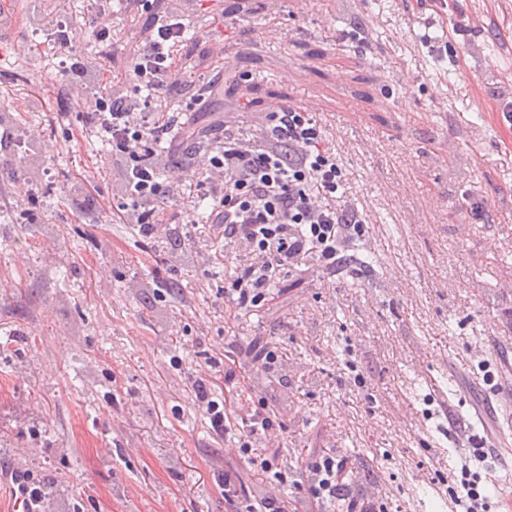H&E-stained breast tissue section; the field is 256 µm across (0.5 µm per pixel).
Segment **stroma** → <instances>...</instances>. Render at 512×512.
Wrapping results in <instances>:
<instances>
[{
  "label": "stroma",
  "instance_id": "1",
  "mask_svg": "<svg viewBox=\"0 0 512 512\" xmlns=\"http://www.w3.org/2000/svg\"><path fill=\"white\" fill-rule=\"evenodd\" d=\"M226 2L183 0L178 60L238 89L230 126L274 100L313 107L341 202L368 222L346 249L362 262L309 266L273 304L230 317L207 208L185 198L180 250L113 222L119 172L83 94L57 77L61 20L100 83L125 89L172 0H41L37 15L0 0V467L21 461L50 512H235L227 471L285 512H449L463 469L489 512H512V456L489 449L490 471L471 443L512 423V0ZM233 336L281 363L242 360L225 388L210 362ZM200 374L233 423L261 400L276 413L265 450L283 481L212 432ZM310 448L346 462L342 499L310 497Z\"/></svg>",
  "mask_w": 512,
  "mask_h": 512
}]
</instances>
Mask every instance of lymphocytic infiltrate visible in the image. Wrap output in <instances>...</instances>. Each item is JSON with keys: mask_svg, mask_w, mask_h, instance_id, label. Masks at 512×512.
I'll return each instance as SVG.
<instances>
[{"mask_svg": "<svg viewBox=\"0 0 512 512\" xmlns=\"http://www.w3.org/2000/svg\"><path fill=\"white\" fill-rule=\"evenodd\" d=\"M186 31L177 12L155 25L126 77L129 95L89 81L88 65L72 51L65 25L53 32L66 54L61 82L87 90L88 123L123 165L115 213L148 239L174 235L181 216V183L166 179L158 160L179 121L168 90L195 78L194 69L175 55ZM342 186L336 154L316 113L306 108L280 103L260 117L256 132L225 131L191 187L197 201L208 205L214 236L224 243L214 258L225 267L220 291L235 311L262 308L278 279L307 261L335 272L346 243L366 232L362 214L337 207ZM191 387L213 431H233L226 403L215 398L209 378L194 377Z\"/></svg>", "mask_w": 512, "mask_h": 512, "instance_id": "f902f5d3", "label": "lymphocytic infiltrate"}]
</instances>
